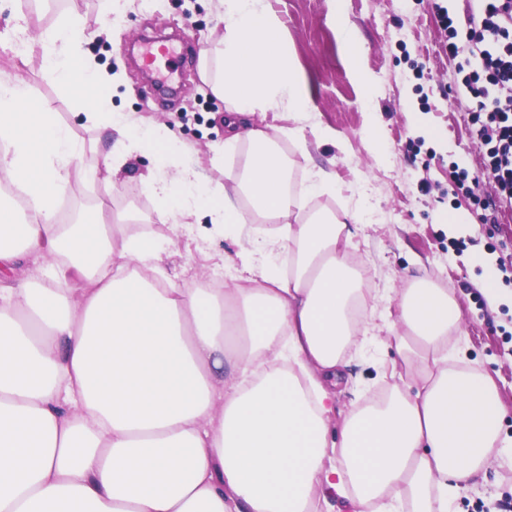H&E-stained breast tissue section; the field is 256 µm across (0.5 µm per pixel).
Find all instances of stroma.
Listing matches in <instances>:
<instances>
[{"mask_svg":"<svg viewBox=\"0 0 512 512\" xmlns=\"http://www.w3.org/2000/svg\"><path fill=\"white\" fill-rule=\"evenodd\" d=\"M288 36L291 53L306 76L311 105L320 126L334 131L331 139L307 134L306 148L281 140L290 160V186L298 188L308 170L334 171L336 189L307 201L303 214L372 208L375 221L360 225L353 238L354 258L367 282L374 315L362 350L351 354L348 380L337 390L342 414L356 408L359 397L385 386L381 378L397 355L388 330L396 319L393 290L414 274L451 291L461 310L468 360L494 378L503 407L502 428L512 436V308L492 309L475 278L470 257L493 254L512 278V221L498 215V227L482 223L485 204L496 190L482 182L471 193H453L455 172L477 170L482 147L465 89L454 86L457 61L441 47L447 33L429 0H344L348 23L363 47V65L375 82L371 111H364L360 88L352 77L346 51L331 22V0H270ZM103 0H0V78L25 82L32 95L46 101L62 122L70 124L84 149L81 171L67 191L76 211L101 207L128 219L163 246L161 266L183 288H200L214 272L237 259L233 239L212 237L203 224L162 221L155 201L139 175L155 166L153 156H136L118 173L109 193L96 194L92 175L103 166L109 149L104 131L72 120L73 103L40 69L39 59L22 63L11 52L8 20L25 15L36 34L71 11L81 18L78 28L83 50L112 71L122 72L123 84L112 95V107L133 113L144 123L172 129L186 146L182 162L219 182L238 179L248 143L215 157L224 141L226 104L214 97L198 74L201 57L216 60L224 25L215 0H164L163 7L135 0L119 30L103 34L109 22ZM155 34L185 36L177 61L182 77L178 93L165 95L143 79L129 59L132 44ZM377 123L379 141L369 145L367 129ZM467 223L469 232L450 239L447 215ZM512 493V470L492 467L487 482L461 491L459 512H473L483 503L486 512Z\"/></svg>","mask_w":512,"mask_h":512,"instance_id":"stroma-1","label":"stroma"}]
</instances>
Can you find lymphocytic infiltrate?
<instances>
[{"instance_id":"lymphocytic-infiltrate-1","label":"lymphocytic infiltrate","mask_w":512,"mask_h":512,"mask_svg":"<svg viewBox=\"0 0 512 512\" xmlns=\"http://www.w3.org/2000/svg\"><path fill=\"white\" fill-rule=\"evenodd\" d=\"M468 21V57L455 80L469 92L483 120L476 133L484 146L479 169L460 171L457 190L494 183L502 208L512 209V0H479Z\"/></svg>"}]
</instances>
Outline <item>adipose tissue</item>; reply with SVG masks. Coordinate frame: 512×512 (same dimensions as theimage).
<instances>
[{"instance_id": "adipose-tissue-1", "label": "adipose tissue", "mask_w": 512, "mask_h": 512, "mask_svg": "<svg viewBox=\"0 0 512 512\" xmlns=\"http://www.w3.org/2000/svg\"><path fill=\"white\" fill-rule=\"evenodd\" d=\"M217 2L221 64L203 81L230 105L225 148L250 145L229 185L191 168L168 173L173 133L111 110L122 76L83 51L75 22L32 37L13 18L43 70L78 93L79 116L114 134L103 182L134 155H153L159 164L141 181L161 217L205 212L241 251L223 287L179 288L159 280L162 246L123 221L90 211L59 223L81 150L25 84L0 82V180L34 204L0 197V271L36 258L43 279L0 280V512H318L333 493L347 512H454L462 484L512 466L496 383L451 345L462 333L452 293L413 277L396 293L399 365L387 394L330 438L333 388L372 314L349 251L367 218H301L278 140L330 133L309 126L306 80L270 0ZM331 19L370 105L341 0ZM279 110L295 127L250 123ZM251 216L275 231L254 229ZM403 373L415 391L399 385Z\"/></svg>"}]
</instances>
